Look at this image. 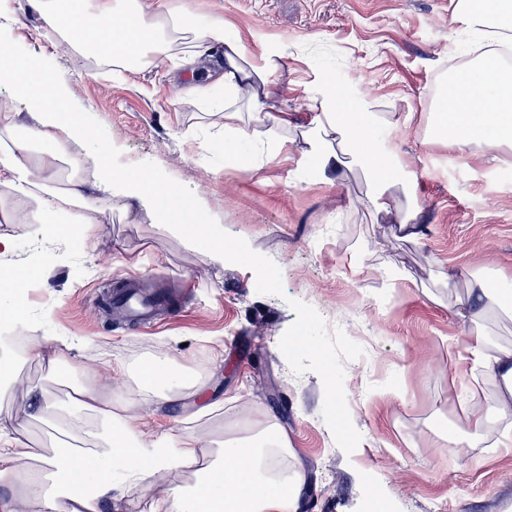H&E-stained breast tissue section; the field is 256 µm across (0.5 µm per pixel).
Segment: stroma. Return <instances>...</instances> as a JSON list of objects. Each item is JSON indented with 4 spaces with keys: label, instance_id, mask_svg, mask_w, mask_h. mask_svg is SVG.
Here are the masks:
<instances>
[{
    "label": "stroma",
    "instance_id": "1",
    "mask_svg": "<svg viewBox=\"0 0 512 512\" xmlns=\"http://www.w3.org/2000/svg\"><path fill=\"white\" fill-rule=\"evenodd\" d=\"M202 20L221 17L247 54L281 53L270 111L308 123L311 94L325 82L350 96L371 95L400 122L381 138L415 176L416 221L424 235H389L390 218L371 223L360 201V171L320 176L295 152L255 171L224 153V120L180 99L164 73L108 75L95 61L61 49L33 11L19 13L9 51L35 54L43 69L68 78L66 106L81 113L113 162L160 174L192 193L185 225L210 226L235 257L213 263L163 232L136 200L104 201L85 231L32 242L24 224L0 223L15 250L0 268L27 273L31 327L77 336L79 362L108 369L155 359L218 389L222 410L194 422L208 454L242 422L284 427L308 482L304 512H373L381 495L393 512H512V453L493 445L507 430L490 420L481 442L448 446L468 430V398L493 403L491 374L461 373L456 354L467 325L457 289L439 283L445 267L482 268L512 290V149L462 154L430 137L438 81L467 63L469 35L453 0H180ZM385 251L364 246L368 234ZM405 281L384 278L386 267ZM136 277L172 289L179 302L150 329L115 323L97 311L108 284ZM67 367L30 355L21 384L0 391L14 410L37 387L63 405ZM276 383L271 404L257 378ZM116 400L140 405L166 432H179L187 397L153 410L138 375L124 376Z\"/></svg>",
    "mask_w": 512,
    "mask_h": 512
}]
</instances>
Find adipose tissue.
<instances>
[{
  "label": "adipose tissue",
  "instance_id": "obj_1",
  "mask_svg": "<svg viewBox=\"0 0 512 512\" xmlns=\"http://www.w3.org/2000/svg\"><path fill=\"white\" fill-rule=\"evenodd\" d=\"M31 9L59 43L111 65L113 73L164 70L176 79L181 98L219 106L224 117L227 157L238 142L274 137L276 155L303 150L316 159L319 172L340 167L360 169L368 188L362 200L366 213L393 216V233L419 239L415 184L375 138L378 128L396 125V113L381 112L377 100L364 95L348 99L345 91L326 83L312 100L308 125L294 124L288 113H271V77L279 68L276 55L250 59L239 37L228 35L223 19L202 21L175 7L171 0H0V35L8 33L17 10ZM454 14L490 44L488 51L465 68L449 74L435 104L430 134L457 150L475 146L512 145V71L487 72L495 48L512 42V0H455ZM220 60L217 83L194 79L201 60ZM9 98L0 105V187L12 196L36 201V211L13 209L0 214L7 224L31 225L33 238L55 235L59 214L69 223L88 224L101 195L135 199L155 208L156 219L188 247L205 251L220 264L229 252L216 232L188 231L174 212L179 193L161 177L131 178L115 173L112 158L90 144L78 113L63 101L64 84L48 77L33 58L11 53L0 59V89ZM41 145L32 158L30 145ZM85 149L98 181L88 191L71 176L59 185L61 164L70 162L74 146ZM460 304L470 324L465 347L473 365L484 368L500 385L493 405L471 401L468 424L480 435L490 419H512V345L492 340L488 319L512 315V296L495 288L489 276L474 273L462 285ZM65 413L54 403L37 399L27 417L69 435L92 420L87 448H64L39 460L40 477H32L17 424L19 413L0 408V512H17L22 503H38L40 512H129L127 503L148 488L160 473L189 467L193 481L167 490L153 512H299L304 474L283 469L290 453L286 431L275 422L258 432L224 441L210 457L200 455V439L191 427L177 433H154L150 421L134 405L116 403L101 372L82 370Z\"/></svg>",
  "mask_w": 512,
  "mask_h": 512
}]
</instances>
